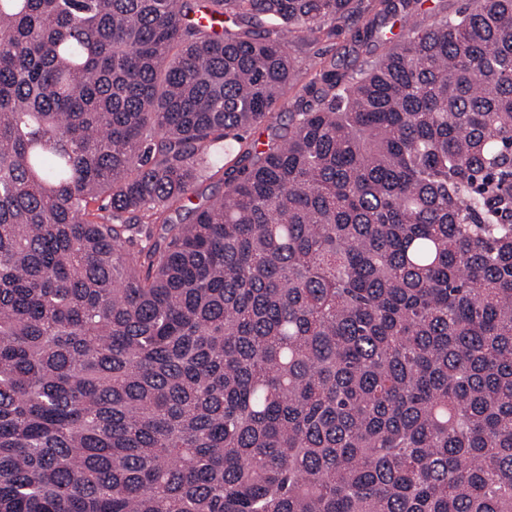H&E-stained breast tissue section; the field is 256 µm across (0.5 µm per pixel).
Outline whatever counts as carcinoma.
<instances>
[{
    "label": "carcinoma",
    "instance_id": "carcinoma-1",
    "mask_svg": "<svg viewBox=\"0 0 512 512\" xmlns=\"http://www.w3.org/2000/svg\"><path fill=\"white\" fill-rule=\"evenodd\" d=\"M422 4L284 134L351 0H0V512H512V0ZM360 24L361 21L357 22V18L350 19L346 22L343 33L334 38H327L323 34L315 38L291 37L288 51L299 74V80L305 82L313 77L320 62L335 63L339 72L366 68L376 58V54H368L355 46L352 32Z\"/></svg>",
    "mask_w": 512,
    "mask_h": 512
}]
</instances>
